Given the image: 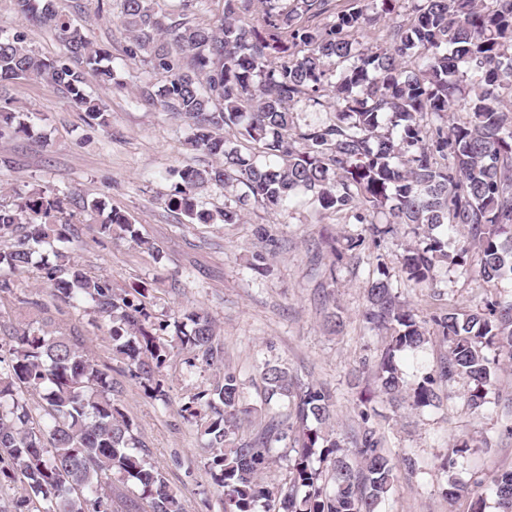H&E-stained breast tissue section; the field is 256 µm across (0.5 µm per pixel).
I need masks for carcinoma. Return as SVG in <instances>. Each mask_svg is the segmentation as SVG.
<instances>
[{"mask_svg":"<svg viewBox=\"0 0 512 512\" xmlns=\"http://www.w3.org/2000/svg\"><path fill=\"white\" fill-rule=\"evenodd\" d=\"M253 0H224L216 26L163 19L150 0H123L121 26L129 35L128 56L143 58L165 75L159 90L164 107L190 130L188 144L218 160L207 168L178 171L169 204L202 223L193 191L209 183L244 188L276 210L303 191L325 210H351L381 237L407 225L415 243L403 268L416 287L433 281L438 263L487 282L512 277V0H264L259 22L247 15ZM411 3L407 23L382 16ZM21 19L55 30L63 56L46 61L21 32L0 35V88L16 80H40L65 92L103 126L104 110L86 93L77 64L101 65L80 29L62 18L53 0H16ZM333 16L324 22L323 16ZM377 31L376 41L357 36ZM334 60L336 74L327 68ZM333 112L330 121L299 125V103ZM467 113L461 123L448 116ZM236 126L259 153L228 141ZM62 201L43 195L10 208L0 205V295L12 294L8 275L38 266L52 295L79 297L111 324L113 357L126 365L149 397L161 395L157 374L167 344L146 329L145 288L118 293L112 284L87 276L68 261L73 236L58 222ZM443 224L468 228L480 251L479 267L468 264L469 247L454 255L433 234ZM103 232L144 240L113 210ZM363 317L394 331L382 358L379 391L415 407L440 401L439 383L465 378L467 405L478 410L495 384L496 360L512 358V300L491 301L464 313L440 308L431 321L447 343L436 374L409 386L395 353L419 348L426 329L400 304L384 270L367 289ZM172 340L213 371L209 388L191 394L187 419L204 440L207 466L224 489L223 512H377L392 491L398 462L385 438L368 424L355 435L349 455L331 430L330 394L300 382L288 368H263L264 401L286 405L246 433L252 411L241 405V382L224 365L215 324L187 308L174 322ZM11 358H0V475L21 483L17 512H183L165 475L149 461L121 407L122 389L99 367L77 336L31 321L11 336ZM289 446L283 481L263 475L277 462L276 448ZM499 512H512V469L492 481Z\"/></svg>","mask_w":512,"mask_h":512,"instance_id":"carcinoma-1","label":"carcinoma"}]
</instances>
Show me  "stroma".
Here are the masks:
<instances>
[{"mask_svg": "<svg viewBox=\"0 0 512 512\" xmlns=\"http://www.w3.org/2000/svg\"><path fill=\"white\" fill-rule=\"evenodd\" d=\"M121 5L122 0H54L58 14L80 27L92 47L107 53L110 82H102L94 68L84 70L85 89L102 103L107 123L94 124L66 93L45 82L11 83L10 107L32 131L0 130V204L13 205L35 191L59 196L60 219L75 229L70 258L90 276L117 288H148L146 308L155 322L173 321L190 307L207 313L220 330L225 364L240 376L244 406L263 409L261 369L269 361L331 393L336 435L344 442H351L360 411L369 409L370 423L384 434L388 452L418 463L415 474L398 470L379 512H469V497H448L452 479L480 481L485 512H496L491 480L512 468V436L504 431L501 406L467 408L462 379L448 387L439 406H393L379 394L376 379L385 333L371 329L363 311L366 290L382 268L400 302L422 321L440 307L464 311L510 295L512 279L488 283L442 264L432 287H411L402 269V256L414 242L408 226H396L377 240L353 217L322 211L303 193L271 211L252 200L239 205L237 187L212 183L195 191L197 209L206 212L241 206L237 224H203L170 207L178 170L207 167L214 159L191 149L187 127L149 101L163 79L149 63L128 56L129 38L118 21ZM152 6L161 15L215 25L224 2L152 0ZM18 31L41 58L52 61L62 55L53 30L20 21L15 0H0V32ZM99 200L107 210L123 213L145 246L103 234L105 212L94 208ZM260 228L265 238H258ZM357 235L363 244L340 261L324 243L331 236ZM257 251L267 258L268 271L262 275L250 266ZM12 281V296L0 302V357L9 354L13 329L25 324L17 310L20 301L33 303L36 318L83 339L113 382L122 385V405L184 512H221V489L183 410L190 394L208 387L210 370L188 368L187 352L168 349L159 374L164 395L148 398L113 361L109 325L91 304L55 299L37 267L13 275ZM332 310L343 318V334L332 333L325 321ZM443 350L440 336L429 333L424 346L399 354L398 369L408 382L421 380L434 372ZM463 438L470 440L471 451L444 470L454 444Z\"/></svg>", "mask_w": 512, "mask_h": 512, "instance_id": "1", "label": "stroma"}]
</instances>
